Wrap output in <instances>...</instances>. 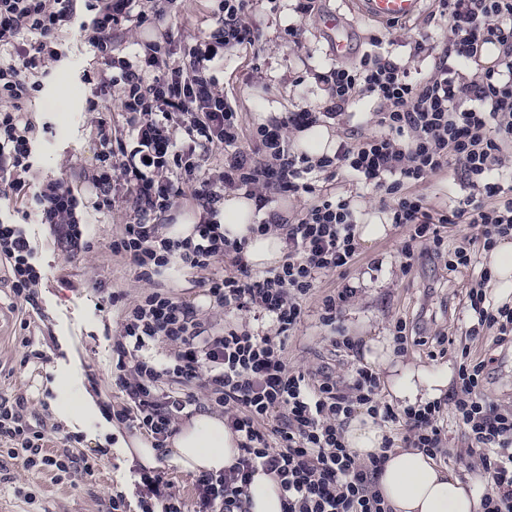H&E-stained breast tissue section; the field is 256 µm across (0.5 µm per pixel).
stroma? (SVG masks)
<instances>
[{
	"label": "stroma",
	"instance_id": "35a3bbf8",
	"mask_svg": "<svg viewBox=\"0 0 512 512\" xmlns=\"http://www.w3.org/2000/svg\"><path fill=\"white\" fill-rule=\"evenodd\" d=\"M296 7L297 0H253L246 21L257 41L234 49L217 74L219 88L228 94L243 127V146H250L249 135L267 107L288 112L299 104L323 106L326 94L313 75L335 62L321 26L324 14L337 12L349 19L356 54L371 50L373 41L379 40L391 44L395 54L409 57L412 70L424 75L431 69V59L410 58L407 44L420 34H437L433 0H426L416 18L387 27L354 16L349 0H317L314 12L305 17ZM222 16L219 0H182L179 16L168 14L151 24L129 23L113 31L112 52L128 54L143 38L157 39L169 31L171 52L179 60ZM291 23L301 28L299 42L286 33ZM97 59V50L85 37L69 34L58 58L40 76L29 114L35 126L31 191L55 180L84 191L96 169L91 127L95 114L90 110L94 87L85 75L95 69ZM131 213L127 205L109 213L90 212L91 246L72 260L49 225L22 218L14 198L0 195V220L25 224L45 273L33 303L26 306L30 326L24 330L11 307L7 272L0 267V398L23 399L27 420L48 429L57 423L55 410L82 405L89 391L97 398L95 408L86 410L75 430L80 441L74 446L75 452L97 456L94 476L74 473L57 482L51 474L23 471L0 456V507L6 512H109V499L116 493H124L127 502L135 500L141 468L126 466L120 449L121 439L134 431L112 417L122 401L112 375L118 317L99 307L101 297L109 293L121 294L123 304L130 305L151 289L150 283L137 279L127 260L111 252L113 237ZM403 238L401 228H391L386 238L360 245L346 269L316 282L305 303L308 315L286 342L289 365L312 374L329 368L341 387H349L355 368L366 363L367 341L392 337L393 324L401 320L407 340L399 359L454 369L459 350L469 348L488 363L485 395L512 410V338L499 343L491 334L476 339L465 334L468 293L479 279L478 269L449 270L445 258L425 246L416 249L412 266H405ZM225 265L220 258L208 271L167 270L159 281L197 307L215 328L253 326L251 315H228L209 304L203 282ZM345 286L353 288V295L336 324H324L319 317L322 299ZM342 336L350 338L352 348L338 345ZM25 337L30 340L26 346L21 343Z\"/></svg>",
	"mask_w": 512,
	"mask_h": 512
}]
</instances>
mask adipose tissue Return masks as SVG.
<instances>
[{"label":"adipose tissue","instance_id":"adipose-tissue-1","mask_svg":"<svg viewBox=\"0 0 512 512\" xmlns=\"http://www.w3.org/2000/svg\"><path fill=\"white\" fill-rule=\"evenodd\" d=\"M218 220L228 240L246 243L250 265L265 269L282 262L284 236L273 230L255 233L261 214L245 192L227 194L218 203ZM370 358L389 372L390 391L401 407H415L441 399L452 379L449 368L429 369L396 361L387 339L370 341ZM345 443L359 457L379 452L382 431L366 415L354 417L346 426ZM129 462L147 468L159 463L176 466L185 473H217L235 463L240 455L238 436L221 414L202 412L181 425L167 447L157 448L145 438L134 437L123 446ZM377 489L393 512H481L476 493L448 467L414 448L389 452L377 480Z\"/></svg>","mask_w":512,"mask_h":512}]
</instances>
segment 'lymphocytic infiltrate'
<instances>
[{"label":"lymphocytic infiltrate","mask_w":512,"mask_h":512,"mask_svg":"<svg viewBox=\"0 0 512 512\" xmlns=\"http://www.w3.org/2000/svg\"><path fill=\"white\" fill-rule=\"evenodd\" d=\"M249 2L224 0L220 27L172 65L157 40L141 43L135 57L113 56V29L131 20L144 24L149 16L135 11L136 0H97L89 37L99 52L93 127L102 161L115 157L119 163L92 177L93 207H115L112 183L119 180L134 212L113 239V254L125 256L146 282L167 266L205 270L215 258L228 259L229 270L207 281L211 303L276 328L272 334L214 331L190 303L153 289L119 315L114 370L124 403L115 419L161 442L196 402L189 385L199 384L223 407L225 424L240 436V456L227 470L197 476L198 512H247L258 471L279 481L284 512H392L376 487L388 452L403 446L435 459L450 457L444 446L448 411L467 431L488 480L481 512H512V410L485 397L486 361L461 350L450 409L435 401L396 410L382 402L372 368H357L345 391L332 374L312 378L284 356L316 281L358 255L357 202L323 190L317 173L345 172L370 187L389 223L405 229L401 254L409 262L419 246L443 249L447 224L481 231L479 239L461 238L448 251L453 271L475 266L478 251L512 237V171L505 164L512 145V0H436L442 37L425 33L410 46L411 56L433 58L428 75L414 76L407 61L381 46L354 64L330 65L315 76L327 92L325 112L304 106L271 118L253 131L250 153L240 147L237 112L214 75L226 52L256 42L244 20ZM76 22L77 0H0V193L32 200L41 223L51 225L58 243L73 253L89 247L84 203L57 181L28 195L33 125L23 104L36 90L41 69L56 58L61 32L74 30ZM25 34L35 35V42L21 43ZM491 45L498 54L482 64ZM115 92L126 125L119 138L112 135L107 103ZM363 99L376 106L375 132L341 141L330 156L290 151L287 129L308 128L322 116L337 119ZM210 152L224 158L216 179L201 165ZM449 169L459 173L465 193L448 210H430L414 188ZM228 188L246 190L260 209L276 191L313 199L288 227L285 262L262 277L252 276L244 261L245 242L225 239L217 220L216 205ZM184 203L203 210L193 236L164 237L169 212ZM0 261L14 297L32 301L44 272L33 263L20 225L0 224ZM468 298L469 335L512 334V305L492 303L482 287L471 289ZM161 344L172 348L162 359L155 353ZM360 412L402 429L401 437L384 436L380 453L365 460L347 448L343 436L345 424ZM48 438L19 406L0 401V446L17 465L57 476L78 467L94 475V459L47 453ZM135 494L141 512H185L183 498L162 475L142 473Z\"/></svg>","instance_id":"f902f5d3"}]
</instances>
